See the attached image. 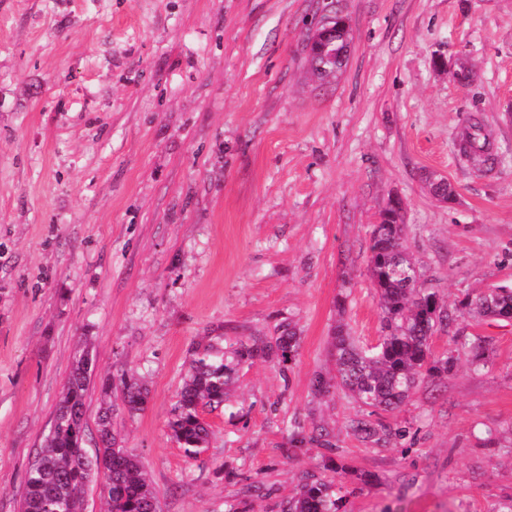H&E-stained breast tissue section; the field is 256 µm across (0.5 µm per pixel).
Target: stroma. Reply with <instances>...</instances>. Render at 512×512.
I'll use <instances>...</instances> for the list:
<instances>
[{
	"label": "stroma",
	"mask_w": 512,
	"mask_h": 512,
	"mask_svg": "<svg viewBox=\"0 0 512 512\" xmlns=\"http://www.w3.org/2000/svg\"><path fill=\"white\" fill-rule=\"evenodd\" d=\"M329 15L351 40L322 80L306 37ZM471 123L500 163L460 155ZM394 198L449 309L512 287V0H0V512H20L85 349L113 383L89 387L85 449L116 403L160 512H283L308 473L346 512H512V321L460 314L432 349L478 339L485 366L458 360L394 411L313 391L337 323L380 340L367 260ZM286 324L293 360L242 364L187 456L168 419L193 348ZM125 378L142 411L119 408ZM356 417L410 434L366 443Z\"/></svg>",
	"instance_id": "obj_1"
}]
</instances>
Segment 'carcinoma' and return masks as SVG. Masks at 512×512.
<instances>
[{
	"mask_svg": "<svg viewBox=\"0 0 512 512\" xmlns=\"http://www.w3.org/2000/svg\"><path fill=\"white\" fill-rule=\"evenodd\" d=\"M349 41L345 23H336V41L329 44L315 35L310 57L322 68L313 69L320 78L335 75L343 67ZM461 152L474 160L492 163L488 134L473 124L462 134ZM400 204L391 201L382 211L371 235L367 272L377 291L383 313V336L370 351L356 345L343 324L336 326V379L364 406L392 411L403 404L420 382L448 374L457 354L480 364L487 357L479 343L454 349L438 358L430 339L448 325L449 314L437 294L415 288L409 277L416 266L405 246V225ZM461 306L482 316L499 317L512 312V288L500 286L489 295H478ZM299 337L284 327L274 343L240 342L226 353L212 345L197 347L191 367L170 411L168 427L174 441L195 458L206 449L210 425L204 418L227 401L237 367L257 356L275 355L282 363L295 356ZM92 379V359L87 350L76 357L68 374L65 392L57 408L44 445L26 473L23 512H83L85 488L93 474L105 467L112 473L106 483L108 512H151L158 492L141 462L128 454L112 431V407L103 409L98 422V443L93 456L84 449L86 429L84 405ZM147 389L136 381H122V404L134 413L143 409ZM349 430L372 444L402 438L406 431L363 418L348 421ZM344 496L335 485L308 474L288 500L286 512H341Z\"/></svg>",
	"mask_w": 512,
	"mask_h": 512,
	"instance_id": "carcinoma-1",
	"label": "carcinoma"
}]
</instances>
